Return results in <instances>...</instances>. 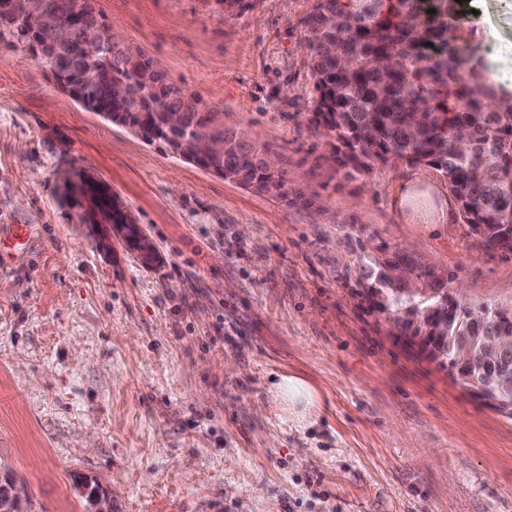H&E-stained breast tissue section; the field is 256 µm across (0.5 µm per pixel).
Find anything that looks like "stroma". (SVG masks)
Wrapping results in <instances>:
<instances>
[{
    "label": "stroma",
    "instance_id": "obj_1",
    "mask_svg": "<svg viewBox=\"0 0 512 512\" xmlns=\"http://www.w3.org/2000/svg\"><path fill=\"white\" fill-rule=\"evenodd\" d=\"M316 0H97L152 58L280 156L317 207L176 159L84 110L24 49H0V476L28 512H512V419L479 406L400 338L364 290L404 254L465 304L512 306V253L470 233L432 167L344 177L311 132L301 18ZM468 38L512 84V0H461ZM108 184L157 249L102 251L63 176ZM432 186L449 220L401 201ZM309 380L298 429L269 384Z\"/></svg>",
    "mask_w": 512,
    "mask_h": 512
}]
</instances>
